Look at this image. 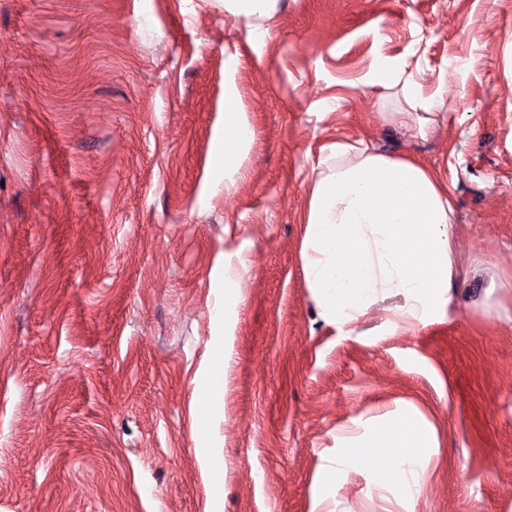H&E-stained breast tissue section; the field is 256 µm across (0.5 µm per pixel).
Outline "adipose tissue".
Returning <instances> with one entry per match:
<instances>
[{"label":"adipose tissue","mask_w":512,"mask_h":512,"mask_svg":"<svg viewBox=\"0 0 512 512\" xmlns=\"http://www.w3.org/2000/svg\"><path fill=\"white\" fill-rule=\"evenodd\" d=\"M399 125L424 133L443 103L406 81ZM235 83L224 91V177L232 179L254 132L238 105ZM336 165L311 180L303 253L308 288L336 324L350 325L380 296L399 295L406 312L426 320L451 288L453 204L424 164L383 155L366 141L332 145ZM430 441L417 424L377 429L339 460L344 469L390 459L389 475L405 495L418 493Z\"/></svg>","instance_id":"ef3b65f1"}]
</instances>
